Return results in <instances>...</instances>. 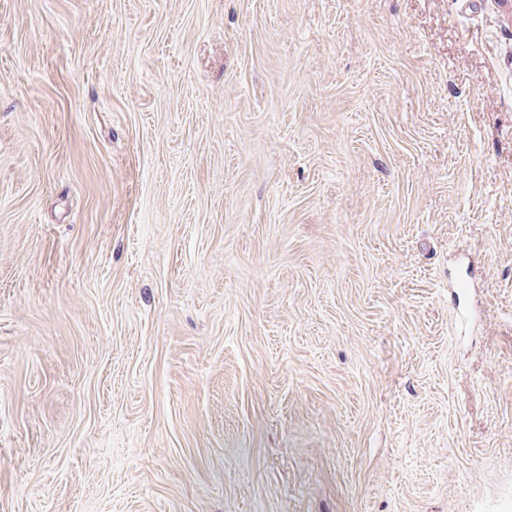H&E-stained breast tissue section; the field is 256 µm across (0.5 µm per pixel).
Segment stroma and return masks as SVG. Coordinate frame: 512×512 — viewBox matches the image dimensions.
Segmentation results:
<instances>
[{"instance_id":"obj_1","label":"stroma","mask_w":512,"mask_h":512,"mask_svg":"<svg viewBox=\"0 0 512 512\" xmlns=\"http://www.w3.org/2000/svg\"><path fill=\"white\" fill-rule=\"evenodd\" d=\"M0 512H512V10L0 0Z\"/></svg>"}]
</instances>
